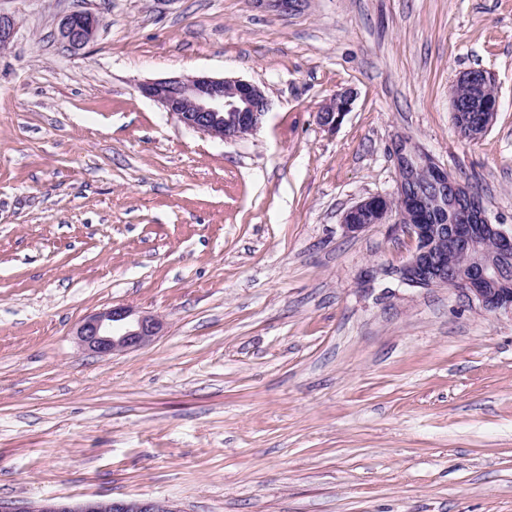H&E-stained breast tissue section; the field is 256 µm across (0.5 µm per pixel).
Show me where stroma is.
<instances>
[{"label":"stroma","instance_id":"35a3bbf8","mask_svg":"<svg viewBox=\"0 0 512 512\" xmlns=\"http://www.w3.org/2000/svg\"><path fill=\"white\" fill-rule=\"evenodd\" d=\"M0 500L150 499L182 512H512V317L400 284L413 243L350 235L410 137L512 226V0H0ZM91 11L70 51L60 18ZM491 73L496 121L450 90ZM259 86L222 142L138 91ZM354 102L336 131L317 114ZM160 336L105 358L88 316ZM100 25L101 19L92 12H73L59 21L58 36L71 50H81L95 38ZM353 98V91L348 89L337 93L333 102L318 112V123L327 131H335L350 111ZM133 315L129 307L112 306L86 318L76 336L88 351L101 357L141 348L158 335L162 321L151 314L136 319Z\"/></svg>","mask_w":512,"mask_h":512}]
</instances>
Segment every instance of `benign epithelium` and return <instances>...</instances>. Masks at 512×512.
I'll use <instances>...</instances> for the list:
<instances>
[{
    "label": "benign epithelium",
    "instance_id": "benign-epithelium-1",
    "mask_svg": "<svg viewBox=\"0 0 512 512\" xmlns=\"http://www.w3.org/2000/svg\"><path fill=\"white\" fill-rule=\"evenodd\" d=\"M259 7L294 12L302 0H255ZM101 25L92 12H73L58 24L59 39L77 51L87 46ZM13 15L0 10V50L9 48L17 33ZM489 75L474 68L462 72L457 83L479 100ZM143 96L162 106L187 129L222 141L243 138L255 132L269 111V100L256 85L224 77L170 76L140 85ZM354 93L344 90L318 113V123L332 132L351 109ZM451 110L463 112L462 125L473 137L480 136L482 122L474 120L467 99H451ZM390 156L397 171V189L362 199L343 215V227L350 234L374 224L391 223L417 245L406 261L395 269L404 285L421 288L448 285V251H472L485 239L497 244L493 262L475 260L458 277L461 291L484 311L512 317V226L492 222L482 201L467 185L408 137L396 139ZM426 177L432 194L413 190L414 181ZM162 321L155 315L134 316L125 306H113L86 318L78 327L79 342L97 356L134 350L158 335ZM151 500L90 499L77 504L44 501L38 504L0 502V512H157Z\"/></svg>",
    "mask_w": 512,
    "mask_h": 512
}]
</instances>
